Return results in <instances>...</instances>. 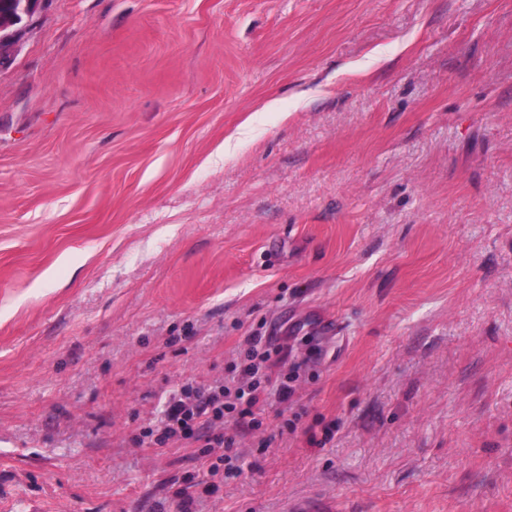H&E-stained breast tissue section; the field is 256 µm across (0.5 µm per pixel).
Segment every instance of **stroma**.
<instances>
[{
    "label": "stroma",
    "mask_w": 512,
    "mask_h": 512,
    "mask_svg": "<svg viewBox=\"0 0 512 512\" xmlns=\"http://www.w3.org/2000/svg\"><path fill=\"white\" fill-rule=\"evenodd\" d=\"M301 376L135 443L250 336ZM512 512V0H39L0 67V512ZM262 339L263 336H251L243 360L246 383L210 388L199 387L192 381L181 383L167 402L162 425L156 429L142 427L135 437L136 443L163 446L176 438L203 442L201 448L224 446V458L209 465L208 475L215 478L223 472L224 475L242 473L243 458L234 449L233 439L224 437V424H237L250 418L249 422L258 426L254 411L264 406L269 387L276 385L278 400L287 402L293 393L291 383L298 380L301 368L295 364L288 368V352L259 348ZM273 369H278L274 382Z\"/></svg>",
    "instance_id": "obj_1"
}]
</instances>
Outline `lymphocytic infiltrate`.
I'll list each match as a JSON object with an SVG mask.
<instances>
[{
    "instance_id": "f902f5d3",
    "label": "lymphocytic infiltrate",
    "mask_w": 512,
    "mask_h": 512,
    "mask_svg": "<svg viewBox=\"0 0 512 512\" xmlns=\"http://www.w3.org/2000/svg\"><path fill=\"white\" fill-rule=\"evenodd\" d=\"M261 343V337L250 339L243 360L246 383L210 388L190 381L181 383L167 402L161 426L141 428L136 443L163 446L176 438L201 442L208 448L220 446L224 456L209 465V476L242 473L243 458L235 450L233 439L225 437V424L253 417L255 410L264 406L269 392H276L279 401H287L293 393V382L299 378L298 365L289 364L286 353L262 348Z\"/></svg>"
}]
</instances>
